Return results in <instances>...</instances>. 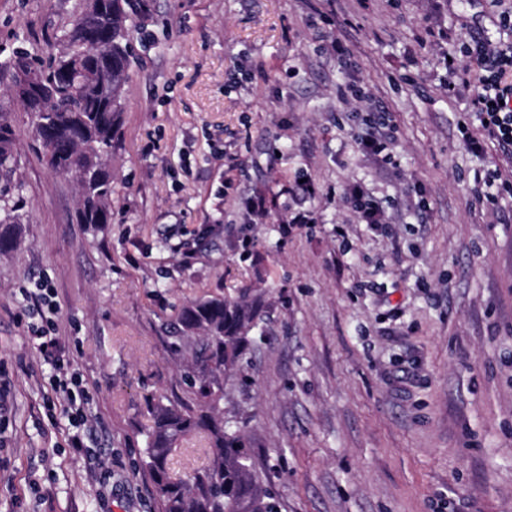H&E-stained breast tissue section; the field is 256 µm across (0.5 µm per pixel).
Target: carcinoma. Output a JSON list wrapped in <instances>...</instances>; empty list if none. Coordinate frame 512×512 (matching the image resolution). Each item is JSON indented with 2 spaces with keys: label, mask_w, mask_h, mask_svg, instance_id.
Returning a JSON list of instances; mask_svg holds the SVG:
<instances>
[{
  "label": "carcinoma",
  "mask_w": 512,
  "mask_h": 512,
  "mask_svg": "<svg viewBox=\"0 0 512 512\" xmlns=\"http://www.w3.org/2000/svg\"><path fill=\"white\" fill-rule=\"evenodd\" d=\"M138 0H104L99 10L75 17L63 44L44 70L24 52L0 60V75L32 84L21 101L33 116V132L46 165L71 177L79 189L81 224L112 223V151L122 123V97L130 78L129 41ZM15 132L10 113L0 111V175L12 172ZM258 303L244 295L204 296L179 316L182 347L191 356L187 378L193 397L152 405L143 468L160 512H275L271 492L256 481L241 437L224 426V376L257 315ZM204 431L212 465L188 480H174L168 461L179 443Z\"/></svg>",
  "instance_id": "carcinoma-1"
}]
</instances>
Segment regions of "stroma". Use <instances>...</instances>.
Listing matches in <instances>:
<instances>
[{
    "mask_svg": "<svg viewBox=\"0 0 512 512\" xmlns=\"http://www.w3.org/2000/svg\"><path fill=\"white\" fill-rule=\"evenodd\" d=\"M84 4L0 0V49L45 58ZM317 4L146 0L102 228L77 222V185L0 78L18 206L0 252V512H156L151 405L190 391L170 331L194 299L239 290L261 305L224 420L278 512H512V194H476L512 158L467 149L471 91L449 94L444 65L468 66L458 47L491 27L490 2ZM377 110L387 161L360 146ZM354 184L385 223H362ZM38 288L86 394L80 452L45 403ZM210 463L199 434L169 472Z\"/></svg>",
    "mask_w": 512,
    "mask_h": 512,
    "instance_id": "obj_1",
    "label": "stroma"
}]
</instances>
